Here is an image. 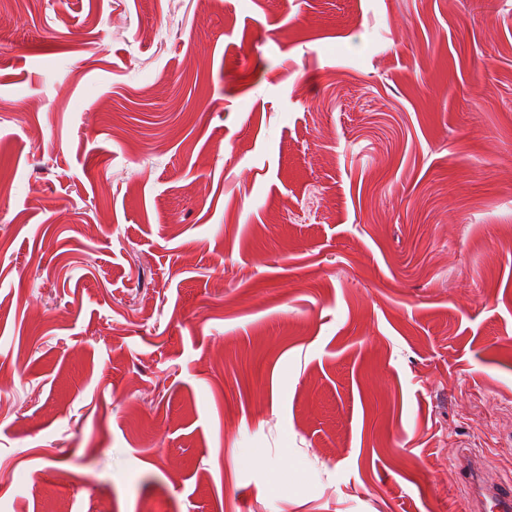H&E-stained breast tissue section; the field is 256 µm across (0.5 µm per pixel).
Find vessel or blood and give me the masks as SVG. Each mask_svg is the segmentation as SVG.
I'll return each instance as SVG.
<instances>
[{
    "label": "vessel or blood",
    "mask_w": 512,
    "mask_h": 512,
    "mask_svg": "<svg viewBox=\"0 0 512 512\" xmlns=\"http://www.w3.org/2000/svg\"><path fill=\"white\" fill-rule=\"evenodd\" d=\"M454 466L470 490V512H512V485L489 480L478 458L463 452L456 456Z\"/></svg>",
    "instance_id": "b4317fda"
}]
</instances>
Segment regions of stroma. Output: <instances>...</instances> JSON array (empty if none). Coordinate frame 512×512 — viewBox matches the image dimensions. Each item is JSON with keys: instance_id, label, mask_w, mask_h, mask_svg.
I'll return each mask as SVG.
<instances>
[{"instance_id": "35a3bbf8", "label": "stroma", "mask_w": 512, "mask_h": 512, "mask_svg": "<svg viewBox=\"0 0 512 512\" xmlns=\"http://www.w3.org/2000/svg\"><path fill=\"white\" fill-rule=\"evenodd\" d=\"M510 240L512 0H0V512H465Z\"/></svg>"}]
</instances>
